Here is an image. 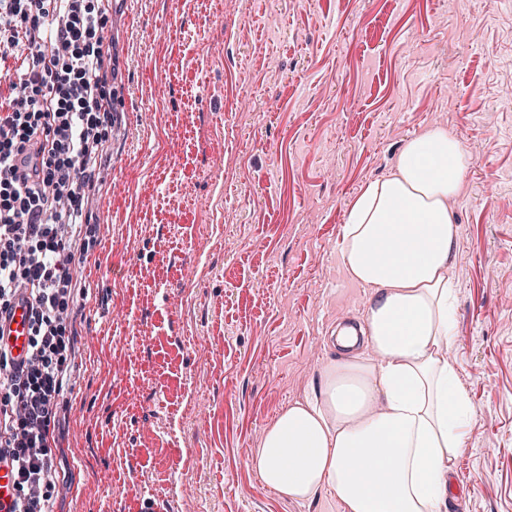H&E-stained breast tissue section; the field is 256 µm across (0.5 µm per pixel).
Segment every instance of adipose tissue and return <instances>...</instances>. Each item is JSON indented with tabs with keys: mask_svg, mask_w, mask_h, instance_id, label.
I'll list each match as a JSON object with an SVG mask.
<instances>
[{
	"mask_svg": "<svg viewBox=\"0 0 512 512\" xmlns=\"http://www.w3.org/2000/svg\"><path fill=\"white\" fill-rule=\"evenodd\" d=\"M472 159L441 129L412 138L396 170L352 205L340 252L348 276L378 297L359 333L305 402L270 425L253 461L264 484L296 500L329 489L343 512H447L448 483L470 417V398L443 350L453 336L448 200ZM385 262H375L376 253ZM383 354L360 362L357 348ZM396 448L394 472L373 462ZM362 468L354 470L351 460Z\"/></svg>",
	"mask_w": 512,
	"mask_h": 512,
	"instance_id": "adipose-tissue-1",
	"label": "adipose tissue"
}]
</instances>
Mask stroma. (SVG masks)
I'll list each match as a JSON object with an SVG mask.
<instances>
[{"mask_svg":"<svg viewBox=\"0 0 512 512\" xmlns=\"http://www.w3.org/2000/svg\"><path fill=\"white\" fill-rule=\"evenodd\" d=\"M104 34L56 512H343L252 462L376 298L341 259L350 208L431 129L473 160L448 201L472 408L448 512H512V0H112Z\"/></svg>","mask_w":512,"mask_h":512,"instance_id":"obj_1","label":"stroma"}]
</instances>
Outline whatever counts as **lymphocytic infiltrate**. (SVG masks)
Instances as JSON below:
<instances>
[{
	"label": "lymphocytic infiltrate",
	"instance_id": "obj_1",
	"mask_svg": "<svg viewBox=\"0 0 512 512\" xmlns=\"http://www.w3.org/2000/svg\"><path fill=\"white\" fill-rule=\"evenodd\" d=\"M110 0H0V66L17 60L0 100V315L30 309L25 362L0 346V462L9 512H52L50 426L68 378L65 330L75 304L77 243L87 219L112 65L103 34Z\"/></svg>",
	"mask_w": 512,
	"mask_h": 512
}]
</instances>
